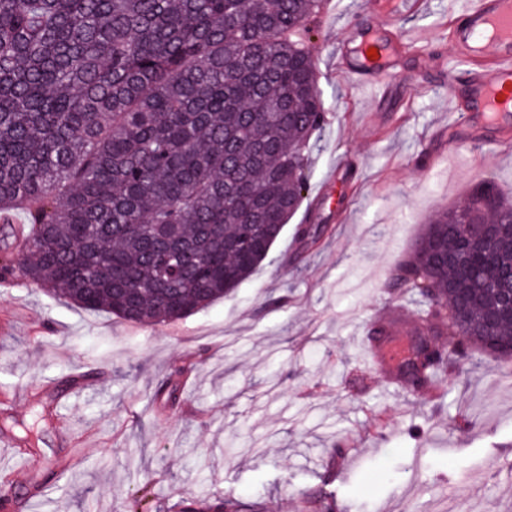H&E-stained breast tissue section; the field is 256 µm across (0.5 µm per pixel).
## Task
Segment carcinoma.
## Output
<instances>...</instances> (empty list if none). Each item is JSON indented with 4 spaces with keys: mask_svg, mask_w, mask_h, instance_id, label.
Segmentation results:
<instances>
[{
    "mask_svg": "<svg viewBox=\"0 0 512 512\" xmlns=\"http://www.w3.org/2000/svg\"><path fill=\"white\" fill-rule=\"evenodd\" d=\"M328 0H0V243L27 214L19 275L79 308L140 326L224 298L268 257L307 191L311 137L328 120L309 42ZM462 224L461 233L448 230ZM512 225L491 178L425 225L395 268L397 298L419 303L401 357L370 347L389 384L419 393L476 353L509 366L512 316L495 284L512 244L493 252L483 225ZM153 400L179 405L176 378ZM333 448L308 512H344L328 490ZM235 498L184 496L176 512H242Z\"/></svg>",
    "mask_w": 512,
    "mask_h": 512,
    "instance_id": "carcinoma-1",
    "label": "carcinoma"
}]
</instances>
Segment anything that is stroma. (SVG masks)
Wrapping results in <instances>:
<instances>
[{"instance_id": "1", "label": "stroma", "mask_w": 512, "mask_h": 512, "mask_svg": "<svg viewBox=\"0 0 512 512\" xmlns=\"http://www.w3.org/2000/svg\"><path fill=\"white\" fill-rule=\"evenodd\" d=\"M368 2L330 0L320 19L310 48L331 117L308 195L236 290L143 327L0 282V474L17 485L5 512H127L143 486L153 512L187 493L301 512L338 442L347 512H512V372L463 361L438 410L389 386L366 348L379 314L414 321L386 288L429 218L487 175L512 196V129L465 126L454 109L477 68L453 41L461 0H426L390 33L401 53L386 93L343 75L342 36L369 25ZM299 224L326 231L299 247ZM194 353L205 361L180 405L157 411V380ZM29 428L33 459L14 447Z\"/></svg>"}]
</instances>
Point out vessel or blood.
I'll use <instances>...</instances> for the list:
<instances>
[{
  "instance_id": "obj_1",
  "label": "vessel or blood",
  "mask_w": 512,
  "mask_h": 512,
  "mask_svg": "<svg viewBox=\"0 0 512 512\" xmlns=\"http://www.w3.org/2000/svg\"><path fill=\"white\" fill-rule=\"evenodd\" d=\"M424 0H391L376 13L377 27L396 31L405 14L423 9ZM455 40L460 52L485 61L469 81L464 113H476L483 125H512V0H470L454 13ZM357 56L345 62L344 73L356 82L384 85L394 79V58L400 47L367 36L365 27L351 29L348 39ZM376 57H369V50Z\"/></svg>"
}]
</instances>
